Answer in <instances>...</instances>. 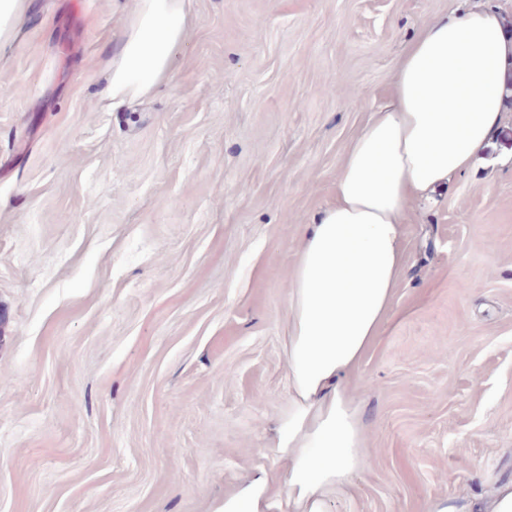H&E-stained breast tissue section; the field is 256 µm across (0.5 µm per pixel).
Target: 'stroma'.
I'll use <instances>...</instances> for the list:
<instances>
[{"label":"stroma","instance_id":"1","mask_svg":"<svg viewBox=\"0 0 512 512\" xmlns=\"http://www.w3.org/2000/svg\"><path fill=\"white\" fill-rule=\"evenodd\" d=\"M138 0H28L0 43V512H216L288 407L304 225L428 22L512 0H188L148 95L104 89ZM349 376L328 512L512 479V120L436 205Z\"/></svg>","mask_w":512,"mask_h":512}]
</instances>
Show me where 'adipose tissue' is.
<instances>
[{"instance_id":"obj_1","label":"adipose tissue","mask_w":512,"mask_h":512,"mask_svg":"<svg viewBox=\"0 0 512 512\" xmlns=\"http://www.w3.org/2000/svg\"><path fill=\"white\" fill-rule=\"evenodd\" d=\"M187 22L185 0H139L105 89L149 94ZM512 34L497 11L435 20L406 47L392 89L348 145L334 199L306 225L288 290V409L220 512H326L364 462L365 425L347 385L405 270L406 206L467 171L506 119Z\"/></svg>"}]
</instances>
